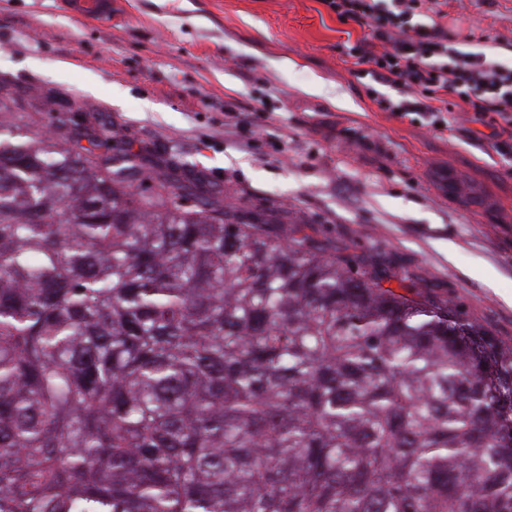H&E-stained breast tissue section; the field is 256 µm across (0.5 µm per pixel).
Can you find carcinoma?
<instances>
[{
  "instance_id": "obj_1",
  "label": "carcinoma",
  "mask_w": 512,
  "mask_h": 512,
  "mask_svg": "<svg viewBox=\"0 0 512 512\" xmlns=\"http://www.w3.org/2000/svg\"><path fill=\"white\" fill-rule=\"evenodd\" d=\"M10 104L0 512H512V342Z\"/></svg>"
}]
</instances>
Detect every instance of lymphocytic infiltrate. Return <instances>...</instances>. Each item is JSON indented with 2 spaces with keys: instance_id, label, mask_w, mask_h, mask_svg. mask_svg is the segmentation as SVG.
I'll use <instances>...</instances> for the list:
<instances>
[{
  "instance_id": "obj_1",
  "label": "lymphocytic infiltrate",
  "mask_w": 512,
  "mask_h": 512,
  "mask_svg": "<svg viewBox=\"0 0 512 512\" xmlns=\"http://www.w3.org/2000/svg\"><path fill=\"white\" fill-rule=\"evenodd\" d=\"M342 23H355L365 33L347 45L360 77L396 89L387 108L398 117L416 115L436 130L444 129L449 101L464 111L487 117L498 137V153L512 152V64L451 45L442 24L415 22L422 8L439 13L441 0H323Z\"/></svg>"
}]
</instances>
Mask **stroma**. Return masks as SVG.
I'll use <instances>...</instances> for the list:
<instances>
[{"label":"stroma","instance_id":"1","mask_svg":"<svg viewBox=\"0 0 512 512\" xmlns=\"http://www.w3.org/2000/svg\"><path fill=\"white\" fill-rule=\"evenodd\" d=\"M449 33L512 63V0H446ZM364 34L322 0H125L98 20L65 0H0V94L13 121L140 153L237 212L296 224L354 271L402 269L512 341V156L469 112L437 131L385 110L343 52ZM454 171L485 206L449 199Z\"/></svg>","mask_w":512,"mask_h":512}]
</instances>
